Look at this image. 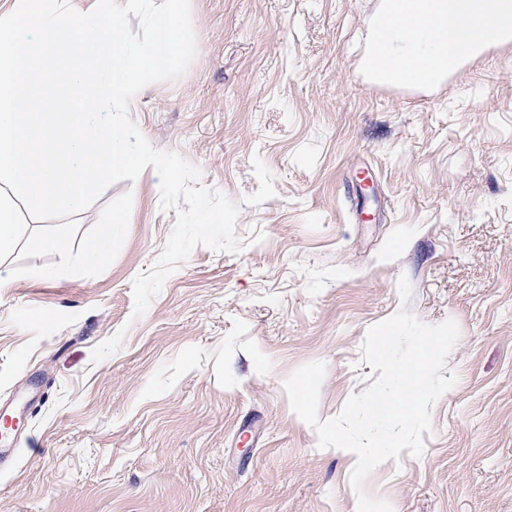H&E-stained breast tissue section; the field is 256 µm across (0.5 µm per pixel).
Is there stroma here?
Instances as JSON below:
<instances>
[{
    "instance_id": "1",
    "label": "stroma",
    "mask_w": 512,
    "mask_h": 512,
    "mask_svg": "<svg viewBox=\"0 0 512 512\" xmlns=\"http://www.w3.org/2000/svg\"><path fill=\"white\" fill-rule=\"evenodd\" d=\"M379 0H190L197 54L129 113L239 207L241 253L197 247L143 315L132 283L176 221L146 168L28 220L0 273V411L24 425L0 512H512V40L432 91L358 69ZM124 225L97 264L85 247ZM61 235L67 252L33 247ZM412 286L456 321L425 450L370 472L319 448L285 381L324 362L319 416L372 383L367 329Z\"/></svg>"
}]
</instances>
